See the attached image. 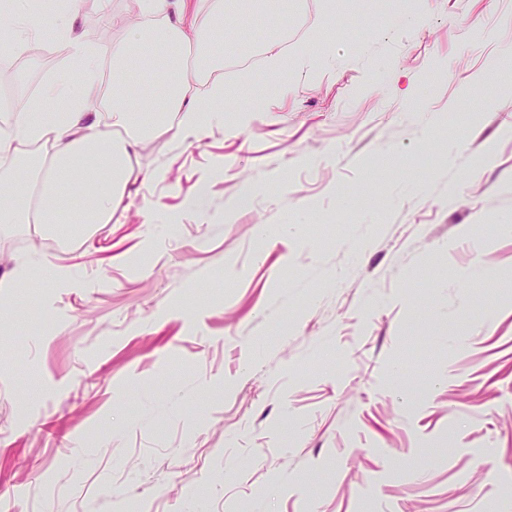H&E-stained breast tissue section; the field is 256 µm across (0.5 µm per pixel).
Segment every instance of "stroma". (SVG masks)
<instances>
[{"instance_id":"1","label":"stroma","mask_w":512,"mask_h":512,"mask_svg":"<svg viewBox=\"0 0 512 512\" xmlns=\"http://www.w3.org/2000/svg\"><path fill=\"white\" fill-rule=\"evenodd\" d=\"M14 9L0 112L74 63L17 50ZM109 10L79 28L105 105ZM272 28L290 78L225 67L223 131L146 141L111 223H0V276L40 252L73 279L0 309V512H512V0H292L228 47Z\"/></svg>"}]
</instances>
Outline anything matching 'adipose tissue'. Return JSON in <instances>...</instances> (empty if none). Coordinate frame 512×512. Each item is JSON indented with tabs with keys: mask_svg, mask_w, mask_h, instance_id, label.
Segmentation results:
<instances>
[{
	"mask_svg": "<svg viewBox=\"0 0 512 512\" xmlns=\"http://www.w3.org/2000/svg\"><path fill=\"white\" fill-rule=\"evenodd\" d=\"M84 0H67L55 33L79 60L83 76L58 75L0 116V157L19 160L23 148L43 149L33 196L0 177V221L90 228L111 223L140 173L135 166L145 141L165 138L191 146L224 125L226 87L209 81L205 96L194 87L207 71L222 69L227 20L259 17L257 0H140V18L112 44L118 87L108 108L97 105L101 52L76 27ZM162 80L161 102L138 88L134 71ZM66 267L45 258L15 265L0 278V306L16 305L15 288L39 281L49 289L66 284Z\"/></svg>",
	"mask_w": 512,
	"mask_h": 512,
	"instance_id": "obj_1",
	"label": "adipose tissue"
}]
</instances>
